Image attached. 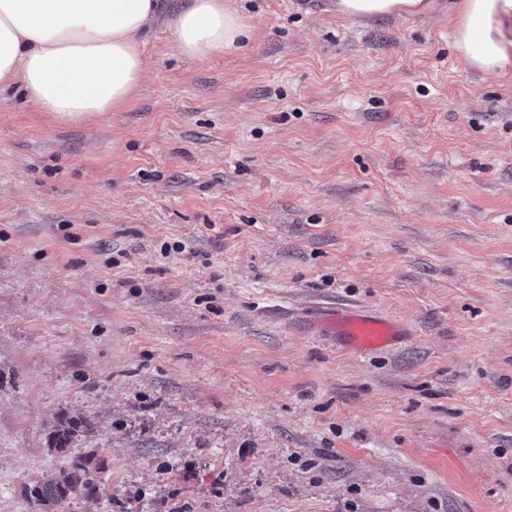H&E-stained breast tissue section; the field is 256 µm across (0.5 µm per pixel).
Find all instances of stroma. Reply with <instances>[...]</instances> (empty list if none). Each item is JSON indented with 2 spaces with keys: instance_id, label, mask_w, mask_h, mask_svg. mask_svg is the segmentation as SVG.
Wrapping results in <instances>:
<instances>
[{
  "instance_id": "35a3bbf8",
  "label": "stroma",
  "mask_w": 512,
  "mask_h": 512,
  "mask_svg": "<svg viewBox=\"0 0 512 512\" xmlns=\"http://www.w3.org/2000/svg\"><path fill=\"white\" fill-rule=\"evenodd\" d=\"M236 4L231 53L148 32L119 111L0 104V512H512V69L444 11ZM335 301L412 334L343 353ZM89 432L87 421L81 417L59 420L51 433V448L65 452L70 445L83 433ZM99 473L101 464L96 463L94 455H87L72 467L59 470L40 484L27 489V494L45 506L69 505L78 497L94 495Z\"/></svg>"
}]
</instances>
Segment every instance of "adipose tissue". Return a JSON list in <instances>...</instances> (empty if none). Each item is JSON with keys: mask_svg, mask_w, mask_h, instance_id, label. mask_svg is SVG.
<instances>
[{"mask_svg": "<svg viewBox=\"0 0 512 512\" xmlns=\"http://www.w3.org/2000/svg\"><path fill=\"white\" fill-rule=\"evenodd\" d=\"M436 0H335L349 18L412 17ZM176 51L205 60L239 48L251 29L231 0H0V93L63 119L126 106L144 73L142 35L162 11ZM452 37L473 67L512 64V0H453Z\"/></svg>", "mask_w": 512, "mask_h": 512, "instance_id": "obj_1", "label": "adipose tissue"}]
</instances>
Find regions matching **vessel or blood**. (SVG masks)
<instances>
[{
	"instance_id": "1",
	"label": "vessel or blood",
	"mask_w": 512,
	"mask_h": 512,
	"mask_svg": "<svg viewBox=\"0 0 512 512\" xmlns=\"http://www.w3.org/2000/svg\"><path fill=\"white\" fill-rule=\"evenodd\" d=\"M308 319L313 335L331 337L344 350L361 355L390 350L410 334L405 321L360 304L321 305L310 311Z\"/></svg>"
}]
</instances>
